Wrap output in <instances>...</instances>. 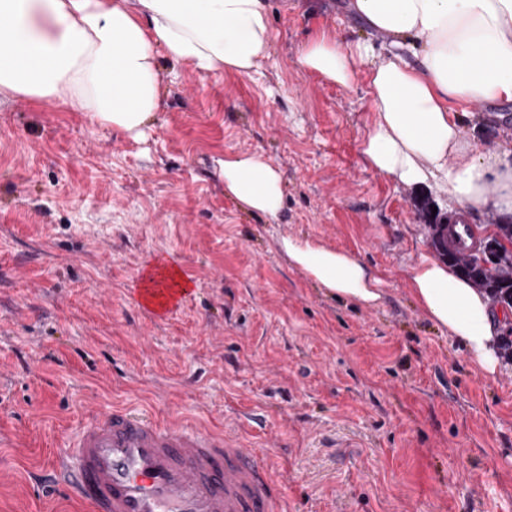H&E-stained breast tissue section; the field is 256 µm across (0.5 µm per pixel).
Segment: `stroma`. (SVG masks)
I'll list each match as a JSON object with an SVG mask.
<instances>
[{
  "label": "stroma",
  "instance_id": "obj_1",
  "mask_svg": "<svg viewBox=\"0 0 512 512\" xmlns=\"http://www.w3.org/2000/svg\"><path fill=\"white\" fill-rule=\"evenodd\" d=\"M342 4L270 0L273 48L250 75L161 61L163 107L137 139L58 98L0 102V512H87L38 478L115 404L239 433L288 512H512V363L479 371L410 288L432 253L418 214L448 198L367 166L365 74L344 89L300 62L321 31L360 37ZM481 117L483 154L512 105ZM256 150L283 174L273 219L211 174ZM287 237L354 253L380 303L327 296ZM161 258L191 292L158 319L139 288Z\"/></svg>",
  "mask_w": 512,
  "mask_h": 512
}]
</instances>
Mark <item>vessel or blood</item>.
<instances>
[{
  "label": "vessel or blood",
  "instance_id": "1",
  "mask_svg": "<svg viewBox=\"0 0 512 512\" xmlns=\"http://www.w3.org/2000/svg\"><path fill=\"white\" fill-rule=\"evenodd\" d=\"M147 280L141 301L157 317L188 294L165 264ZM54 479L90 512H286L272 469L229 434L163 426L124 406L60 450Z\"/></svg>",
  "mask_w": 512,
  "mask_h": 512
}]
</instances>
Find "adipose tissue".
I'll return each mask as SVG.
<instances>
[{
	"label": "adipose tissue",
	"instance_id": "adipose-tissue-1",
	"mask_svg": "<svg viewBox=\"0 0 512 512\" xmlns=\"http://www.w3.org/2000/svg\"><path fill=\"white\" fill-rule=\"evenodd\" d=\"M349 8L390 50L322 32L300 61L344 88L355 82V62L366 64L368 165L401 185L447 193L464 212L512 219V139L479 154L463 124L476 106L512 103V0H350ZM272 46L268 0H0V101L59 97L67 111L137 136L163 104L160 59L203 75H247ZM213 173L243 211L280 212L283 177L264 153L225 155ZM280 247L328 295L362 306L381 300L380 278L357 256L302 238ZM410 287L422 313L495 374L497 338L512 317L431 257L412 268Z\"/></svg>",
	"mask_w": 512,
	"mask_h": 512
}]
</instances>
